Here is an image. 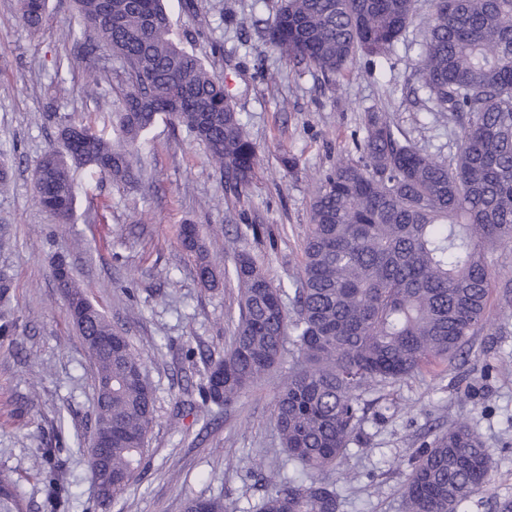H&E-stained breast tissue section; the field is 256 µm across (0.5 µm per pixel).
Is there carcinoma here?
<instances>
[{"label": "carcinoma", "instance_id": "1", "mask_svg": "<svg viewBox=\"0 0 512 512\" xmlns=\"http://www.w3.org/2000/svg\"><path fill=\"white\" fill-rule=\"evenodd\" d=\"M47 0H19L30 30L46 20ZM77 28L67 36L107 47L125 86L114 141L83 119L62 125V148L45 153L34 174L35 200L58 224L74 220L72 168L93 179L136 177L144 133L161 114L202 144L239 192L252 179L258 149L221 76L176 41L163 0H73ZM428 8L427 31L413 73L437 111L458 125L455 146L439 158L391 122L371 113L357 159L319 179L299 278L276 285L252 255L233 253L224 274L239 287L238 319L218 357L202 352L198 388L208 416L226 407L280 362L295 355L273 417L294 464L264 481L256 512H339L341 464L362 433L366 396L381 393L424 366L452 363L472 337L490 333V299L512 308V279L499 281L489 257L512 243V0H281L267 20L269 43L289 62L326 79L360 57L393 49ZM199 282L216 265L193 224L180 228ZM66 265L52 268L65 297L84 302L71 320L96 368V413L87 465L91 478L112 474L108 512L142 465L155 423V400L143 360L128 337L90 301ZM112 337V349L90 337ZM104 456V472L97 470ZM491 481L489 456L462 418L418 449L402 487L403 512H465ZM49 512L69 509L71 493L51 467ZM0 512H28L17 482L0 473ZM185 512H229L221 498L187 499Z\"/></svg>", "mask_w": 512, "mask_h": 512}]
</instances>
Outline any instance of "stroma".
<instances>
[{
	"instance_id": "1",
	"label": "stroma",
	"mask_w": 512,
	"mask_h": 512,
	"mask_svg": "<svg viewBox=\"0 0 512 512\" xmlns=\"http://www.w3.org/2000/svg\"><path fill=\"white\" fill-rule=\"evenodd\" d=\"M196 13L167 0L177 39L216 74L242 112L259 151L246 190L229 192L202 145L158 117L140 153L136 183L91 180L74 171L75 217L59 226L37 205L32 171L57 143L67 116H88L114 137L121 85L112 54L97 47L85 66L56 71L77 53L66 38L69 0H49L38 33L17 17V0H0V271L14 284L15 335L0 337V473L19 483L31 512H47L38 466L45 446L73 490L72 512H97L87 467L95 406L93 367L66 315L51 270L63 256L76 281L144 360L156 424L143 471L110 512H183L186 499L220 498L247 512L262 479L284 456L272 416L287 365L271 371L210 423L180 416L187 383H202L190 349L222 354L237 318V285L202 286L180 245L182 225H197L217 264L248 250L277 284L300 274L303 240L318 178L356 157L369 112L382 113L430 154L447 156L454 122L436 113L413 75L424 38L415 21L376 70L357 61L336 81L289 64L263 32L277 0H196ZM255 225L257 235L247 234ZM495 333L475 336L465 359L423 368L387 388L366 411L364 433L350 444L341 512H402L410 458L433 435L471 418L489 455L491 483L472 512H494L512 498V316L491 310Z\"/></svg>"
}]
</instances>
